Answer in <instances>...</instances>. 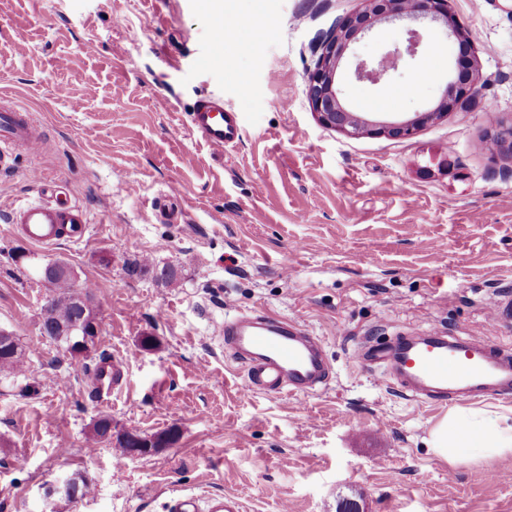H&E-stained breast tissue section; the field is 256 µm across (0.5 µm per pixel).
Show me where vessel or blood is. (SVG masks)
I'll list each match as a JSON object with an SVG mask.
<instances>
[{
	"label": "vessel or blood",
	"instance_id": "obj_1",
	"mask_svg": "<svg viewBox=\"0 0 512 512\" xmlns=\"http://www.w3.org/2000/svg\"><path fill=\"white\" fill-rule=\"evenodd\" d=\"M190 128L212 150L223 153L242 138L236 113L214 99L197 101ZM43 145L33 116L17 106L0 105V165L16 150L33 153ZM17 222L33 245L51 247L74 241L88 229L86 212L76 206L35 201L20 206ZM224 346L245 369L244 387L270 395L310 394L327 381L331 365L320 340L299 323L263 311L225 318ZM360 355L380 378L413 393L425 404L454 399L512 394V352L490 342L428 333H403L385 345L362 344ZM128 364L121 359L100 362L95 369V394L107 400L124 390ZM169 512H242L241 501L224 495L200 505L198 498L174 499Z\"/></svg>",
	"mask_w": 512,
	"mask_h": 512
}]
</instances>
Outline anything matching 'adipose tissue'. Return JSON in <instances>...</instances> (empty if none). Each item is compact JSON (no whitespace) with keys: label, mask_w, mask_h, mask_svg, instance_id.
<instances>
[{"label":"adipose tissue","mask_w":512,"mask_h":512,"mask_svg":"<svg viewBox=\"0 0 512 512\" xmlns=\"http://www.w3.org/2000/svg\"><path fill=\"white\" fill-rule=\"evenodd\" d=\"M430 447L436 456L452 465L465 456L488 463L512 455V418L480 409L456 408L435 425Z\"/></svg>","instance_id":"ef3b65f1"}]
</instances>
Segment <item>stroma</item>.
Here are the masks:
<instances>
[{
  "mask_svg": "<svg viewBox=\"0 0 512 512\" xmlns=\"http://www.w3.org/2000/svg\"><path fill=\"white\" fill-rule=\"evenodd\" d=\"M360 0H0V93L32 112L41 153L0 171V329L25 373L0 379V512H168L173 497L230 494L243 512H512V455L448 465L430 430L448 414L377 380L363 342L440 328L512 350V155L493 135L512 118V0H449L472 42L480 93L407 139L324 127L304 93L322 42ZM241 43L208 63L212 31ZM266 35L252 40L254 28ZM404 40L399 23L353 43L342 101L402 120L437 105L457 59L445 29L390 78L357 81L356 60ZM243 129L220 154L192 134L201 98ZM44 198L85 210L78 243L29 244L12 214ZM152 268L128 276L125 264ZM61 259L93 283L100 331L73 358L41 331ZM179 272L159 279L162 267ZM264 311L319 336L331 363L309 396L243 392L216 327ZM155 337L145 347V337ZM128 361L129 391L105 402L92 372ZM112 431L172 442L112 464ZM81 477L89 493L44 497Z\"/></svg>",
  "mask_w": 512,
  "mask_h": 512,
  "instance_id": "obj_1",
  "label": "stroma"
}]
</instances>
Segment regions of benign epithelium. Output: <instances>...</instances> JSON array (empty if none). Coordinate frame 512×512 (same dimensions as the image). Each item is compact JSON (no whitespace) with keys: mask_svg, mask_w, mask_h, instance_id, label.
<instances>
[{"mask_svg":"<svg viewBox=\"0 0 512 512\" xmlns=\"http://www.w3.org/2000/svg\"><path fill=\"white\" fill-rule=\"evenodd\" d=\"M383 21H406L408 25L402 44L378 58L360 60L355 64L353 77L371 85L387 79L402 62L418 54L423 41L420 23H439L451 30L454 36H459L455 18L448 9V0H362V7L345 17L336 34L324 43L306 83V95L319 122L351 138L365 135L409 138L425 123L444 117L449 110L478 95L471 45L461 39L456 70L433 109L416 112L399 121H380L346 107L336 87L339 64L352 43ZM496 141L502 150L512 154V119L500 123Z\"/></svg>","mask_w":512,"mask_h":512,"instance_id":"7a95c632","label":"benign epithelium"}]
</instances>
